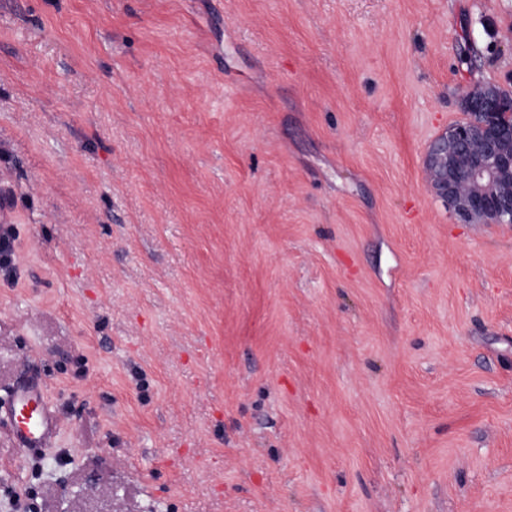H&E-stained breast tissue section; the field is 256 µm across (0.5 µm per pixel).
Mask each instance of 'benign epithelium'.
<instances>
[{"label": "benign epithelium", "mask_w": 512, "mask_h": 512, "mask_svg": "<svg viewBox=\"0 0 512 512\" xmlns=\"http://www.w3.org/2000/svg\"><path fill=\"white\" fill-rule=\"evenodd\" d=\"M501 103L492 84L471 90L465 108L483 120L440 136L424 159L436 194L465 222L512 223V135L498 124Z\"/></svg>", "instance_id": "1"}]
</instances>
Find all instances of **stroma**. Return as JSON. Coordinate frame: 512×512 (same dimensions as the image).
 <instances>
[{
    "label": "stroma",
    "mask_w": 512,
    "mask_h": 512,
    "mask_svg": "<svg viewBox=\"0 0 512 512\" xmlns=\"http://www.w3.org/2000/svg\"><path fill=\"white\" fill-rule=\"evenodd\" d=\"M488 83L512 0H0V512H512V224L423 168ZM7 414L16 448L34 454L48 447L56 433L57 421L41 382L30 380L14 385L8 396Z\"/></svg>",
    "instance_id": "1"
}]
</instances>
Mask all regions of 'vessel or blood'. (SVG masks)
Returning a JSON list of instances; mask_svg holds the SVG:
<instances>
[{
    "instance_id": "obj_1",
    "label": "vessel or blood",
    "mask_w": 512,
    "mask_h": 512,
    "mask_svg": "<svg viewBox=\"0 0 512 512\" xmlns=\"http://www.w3.org/2000/svg\"><path fill=\"white\" fill-rule=\"evenodd\" d=\"M7 414L17 448L33 453L48 447L56 433L57 421L41 382L30 380L14 385L8 396Z\"/></svg>"
}]
</instances>
